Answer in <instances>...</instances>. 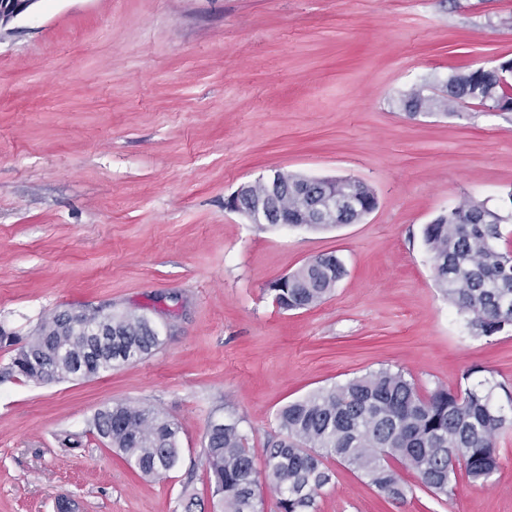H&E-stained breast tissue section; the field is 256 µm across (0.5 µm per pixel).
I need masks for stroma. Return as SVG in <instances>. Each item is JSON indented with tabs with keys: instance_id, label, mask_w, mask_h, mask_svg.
Returning <instances> with one entry per match:
<instances>
[{
	"instance_id": "1",
	"label": "stroma",
	"mask_w": 512,
	"mask_h": 512,
	"mask_svg": "<svg viewBox=\"0 0 512 512\" xmlns=\"http://www.w3.org/2000/svg\"><path fill=\"white\" fill-rule=\"evenodd\" d=\"M510 58L512 0H35L0 30V326L92 306L162 340L94 377L0 379V512H182L186 492L213 512L202 442L224 419L277 512L265 448L288 401L381 368L424 392L472 368L512 390V330L472 333L423 239L466 198L512 214V113L401 105ZM278 171L359 179L377 207L326 231L229 208ZM328 252L335 290L279 310L270 283ZM117 402L179 424L180 467L142 477L92 434ZM497 447L488 483L458 475L442 500L410 471L392 500L329 461L318 512H512V429Z\"/></svg>"
}]
</instances>
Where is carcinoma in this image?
<instances>
[{
	"label": "carcinoma",
	"instance_id": "obj_1",
	"mask_svg": "<svg viewBox=\"0 0 512 512\" xmlns=\"http://www.w3.org/2000/svg\"><path fill=\"white\" fill-rule=\"evenodd\" d=\"M511 73L512 59L496 71L453 73L442 94L414 89L404 106L414 115L492 103L507 114L512 112ZM336 192L355 199L357 220L377 206L374 190L358 179H336ZM506 221L485 203L467 199L424 229L438 288L469 317L478 336L491 337L512 326V250L502 246ZM344 274L336 255L322 254L288 279L272 282L270 291L283 311L307 309L330 295ZM104 317L97 308L78 310L73 326L63 329L52 314L23 342L0 329V345L13 347L0 375L49 384L74 378L80 368L87 378L148 355L161 344L158 326L147 317L114 314L112 341L92 355L85 328ZM474 373H465L463 386L424 394L403 371L381 368L281 407L278 436L265 448L279 512H317L316 497L332 481L326 465L331 459L394 500L405 497L397 464L437 497L448 496L460 471L474 483L486 482L500 466L497 438L512 425L495 391L502 390L511 404L512 391L486 380L468 383ZM92 426L143 476L161 477L181 463L179 425L151 407L116 403L98 412ZM203 464L219 512H260L252 449L237 422L209 425Z\"/></svg>",
	"mask_w": 512,
	"mask_h": 512
}]
</instances>
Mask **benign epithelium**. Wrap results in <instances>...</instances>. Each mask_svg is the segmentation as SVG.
I'll use <instances>...</instances> for the list:
<instances>
[{
	"label": "benign epithelium",
	"mask_w": 512,
	"mask_h": 512,
	"mask_svg": "<svg viewBox=\"0 0 512 512\" xmlns=\"http://www.w3.org/2000/svg\"><path fill=\"white\" fill-rule=\"evenodd\" d=\"M37 0H0V28L24 12ZM325 179L304 177L288 187L271 182L262 195L236 192L231 207L246 214L254 224H336L356 211L355 200L338 197L323 188Z\"/></svg>",
	"instance_id": "1"
}]
</instances>
